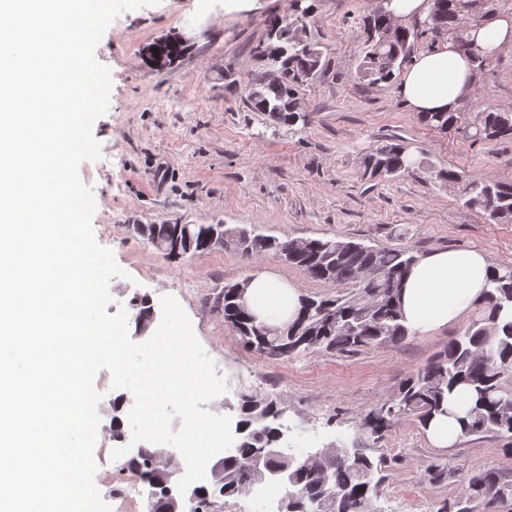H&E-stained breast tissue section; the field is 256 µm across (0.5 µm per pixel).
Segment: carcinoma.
<instances>
[{
    "label": "carcinoma",
    "mask_w": 512,
    "mask_h": 512,
    "mask_svg": "<svg viewBox=\"0 0 512 512\" xmlns=\"http://www.w3.org/2000/svg\"><path fill=\"white\" fill-rule=\"evenodd\" d=\"M501 11L512 12V0H432L431 9L441 20L442 35L458 41L478 71L490 67L494 56L473 46L466 38L467 28L480 26ZM312 14L313 5L308 4L291 23L284 24L282 17H273L267 38L252 47L254 56L277 71L278 76L271 82L257 79L246 85L245 102L275 128L293 131L307 123L306 113L294 110V103L295 87L313 79L323 66L317 44L304 39ZM419 26V32L395 27L385 8H375L365 22L360 77L373 84L391 81L408 60L420 34L429 30L425 21ZM418 119L444 134L459 132L475 140L512 142V112L491 106L478 109L471 122L457 111L428 113ZM423 155L421 150L419 156H412L403 140H385L367 158L365 172L397 177L425 163ZM434 173L439 181L458 187L464 205L483 210L496 224L512 223V183L469 178L447 167H439ZM154 229L161 242L159 250L176 260L178 256L171 250L173 237L182 239L185 232H190V244L196 249L210 240L212 231L221 228L217 224H156ZM221 230L226 242L242 233L240 229ZM248 248L252 254H271L281 259L315 282L348 288L347 293L336 296H303L298 329L285 337L268 335L264 323L236 298L235 284H225L224 324L232 326L241 343L252 351L274 359L313 350L350 354L396 343L408 335L399 309V290L405 274L418 260L412 250L338 239L290 238L285 254L282 240L252 232ZM457 390L470 401L461 419L464 435L493 432L512 438V265L498 268L464 334L448 344V350L437 362L408 377L391 398L370 410L363 419L362 431L378 441L403 417L414 418L424 428L435 416L447 413L446 398ZM253 403L251 394L239 396L237 425L244 430V439L234 454L224 458L223 475L217 486L219 495L231 497L257 484L279 480L286 485L285 493L295 496V512H371L378 488L373 482L377 464L367 454L349 457L342 449H333L325 463L328 482L324 490L320 476L282 448L262 472L246 465V459L256 451L251 434L262 433L264 445L278 448L280 420L286 412V407L273 398L265 399L262 413L254 410ZM132 464L156 495L158 512H169L164 486L174 469L158 467L149 448ZM467 484L475 497L494 485L512 488L511 481L491 470L468 474ZM331 491L336 492V507L317 510L318 503Z\"/></svg>",
    "instance_id": "1"
}]
</instances>
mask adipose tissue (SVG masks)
I'll use <instances>...</instances> for the list:
<instances>
[{
  "label": "adipose tissue",
  "mask_w": 512,
  "mask_h": 512,
  "mask_svg": "<svg viewBox=\"0 0 512 512\" xmlns=\"http://www.w3.org/2000/svg\"><path fill=\"white\" fill-rule=\"evenodd\" d=\"M471 40L495 52L512 49V15L497 14L468 32ZM476 75L468 55L452 40H438L434 49L420 53L400 76V91L414 112L453 110L471 94ZM496 270L491 256L474 248L439 250L420 258L408 272L400 303L405 326L429 333L458 322L485 295ZM296 283L262 273L248 280L245 302L258 319L282 323L293 319L301 306ZM156 355L143 365L137 395L124 397L127 409L149 416L155 398L166 394L189 397L204 388L202 374L188 362L185 339L157 333ZM183 358L172 370L173 358ZM448 412L429 422L426 433L435 447L455 444L459 422L467 405L460 394L449 395Z\"/></svg>",
  "instance_id": "ef3b65f1"
}]
</instances>
